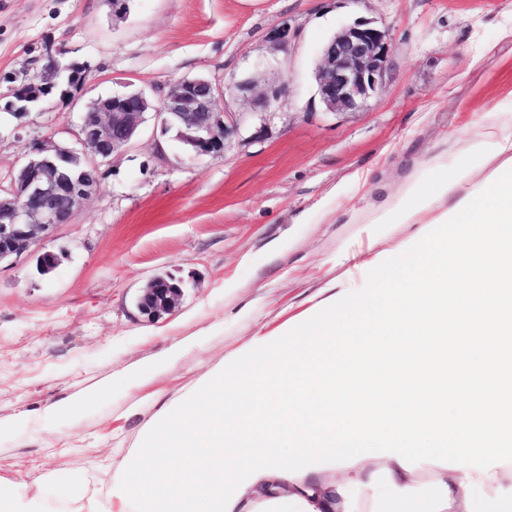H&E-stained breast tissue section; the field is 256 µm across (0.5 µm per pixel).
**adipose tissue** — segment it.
<instances>
[{"label": "adipose tissue", "instance_id": "1", "mask_svg": "<svg viewBox=\"0 0 512 512\" xmlns=\"http://www.w3.org/2000/svg\"><path fill=\"white\" fill-rule=\"evenodd\" d=\"M470 152L374 215L418 234L207 373L66 512H254L260 489L274 512H512V165L485 170L512 141L484 127ZM55 508L44 483L0 480V512Z\"/></svg>", "mask_w": 512, "mask_h": 512}]
</instances>
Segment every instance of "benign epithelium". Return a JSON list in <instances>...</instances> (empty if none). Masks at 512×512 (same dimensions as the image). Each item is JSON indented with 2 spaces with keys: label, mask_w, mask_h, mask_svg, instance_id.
I'll return each mask as SVG.
<instances>
[{
  "label": "benign epithelium",
  "mask_w": 512,
  "mask_h": 512,
  "mask_svg": "<svg viewBox=\"0 0 512 512\" xmlns=\"http://www.w3.org/2000/svg\"><path fill=\"white\" fill-rule=\"evenodd\" d=\"M393 43L389 31L367 19L339 28L323 46L315 71L317 92L334 113H354L383 89L391 69ZM87 67L70 71L50 56L39 82L23 80L8 92L9 106L17 116L41 106L55 88L83 85ZM257 82L236 85L239 95L250 98L264 120L274 115L281 89L257 96ZM221 90L208 78H180L153 100L145 91L129 90L96 100L80 126L79 152L58 140L60 131L45 135L30 157L10 176L0 190V262L17 257L48 238L62 224H69L75 208L98 189L100 169L118 150L139 135L148 116L170 130L193 154L217 153L224 149L225 135L237 125L235 112L218 109ZM182 292L180 284L163 276L143 288L138 309L149 315L172 311Z\"/></svg>",
  "instance_id": "1"
}]
</instances>
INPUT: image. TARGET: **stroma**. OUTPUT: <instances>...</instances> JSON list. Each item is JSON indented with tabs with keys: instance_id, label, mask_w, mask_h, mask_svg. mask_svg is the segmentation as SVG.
Returning <instances> with one entry per match:
<instances>
[{
	"instance_id": "35a3bbf8",
	"label": "stroma",
	"mask_w": 512,
	"mask_h": 512,
	"mask_svg": "<svg viewBox=\"0 0 512 512\" xmlns=\"http://www.w3.org/2000/svg\"><path fill=\"white\" fill-rule=\"evenodd\" d=\"M508 0H0V188L54 128L69 145L92 102L128 87L158 95L180 77L223 90L239 115L224 149L194 155L149 120L103 166L94 196L41 250L0 264V478L36 482L54 469L70 496L94 445L119 465L157 414L209 370L235 360L260 333L287 323L336 289L360 283L363 264L415 224L383 230L377 207L432 173L467 162L466 134L512 136V15ZM358 19L387 28L394 45L382 92L352 114L323 105L314 80L321 49ZM288 24L287 48L272 39ZM90 68L84 87L23 117L6 113L14 80L47 55ZM280 85L261 125L236 94L245 79ZM358 263L345 260L347 248ZM60 264L39 274L40 251ZM180 282L175 309L142 314L154 277ZM179 357L163 371L152 361ZM140 370L141 380L116 382ZM111 396L75 408L53 440L41 411L97 382Z\"/></svg>"
}]
</instances>
